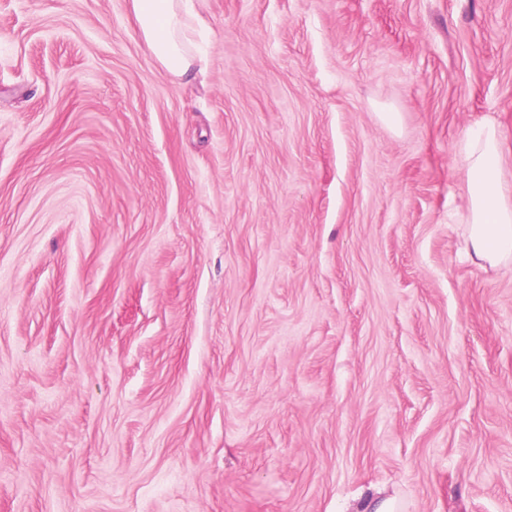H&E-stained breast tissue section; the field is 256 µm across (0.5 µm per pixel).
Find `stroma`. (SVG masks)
<instances>
[{
  "label": "stroma",
  "mask_w": 512,
  "mask_h": 512,
  "mask_svg": "<svg viewBox=\"0 0 512 512\" xmlns=\"http://www.w3.org/2000/svg\"><path fill=\"white\" fill-rule=\"evenodd\" d=\"M194 5L0 0V512H512V0ZM132 17L159 64L176 77L189 78L192 57L184 48L186 19L201 23L192 0H129ZM467 241L472 255L492 267L512 263V191L500 179L501 143L493 124L464 141Z\"/></svg>",
  "instance_id": "obj_1"
}]
</instances>
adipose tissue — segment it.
Returning a JSON list of instances; mask_svg holds the SVG:
<instances>
[{
  "mask_svg": "<svg viewBox=\"0 0 512 512\" xmlns=\"http://www.w3.org/2000/svg\"><path fill=\"white\" fill-rule=\"evenodd\" d=\"M132 17L159 64L170 74H191L192 57L184 48L191 0H130ZM466 174L467 241L472 255L493 267L512 266V185L500 178L501 143L486 124L465 140L461 150Z\"/></svg>",
  "mask_w": 512,
  "mask_h": 512,
  "instance_id": "ef3b65f1",
  "label": "adipose tissue"
}]
</instances>
